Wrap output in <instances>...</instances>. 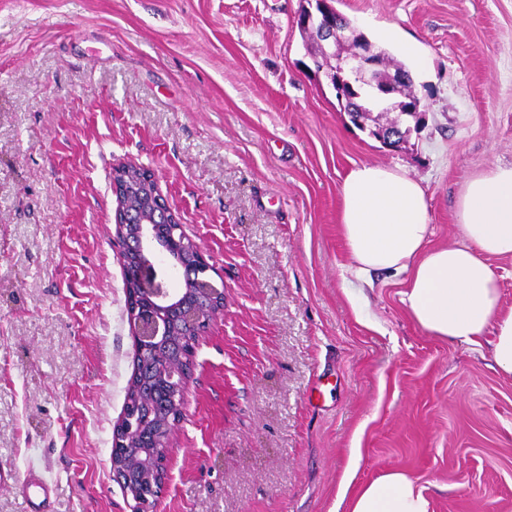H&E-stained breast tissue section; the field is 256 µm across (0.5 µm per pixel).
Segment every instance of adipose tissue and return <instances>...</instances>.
<instances>
[{"mask_svg":"<svg viewBox=\"0 0 512 512\" xmlns=\"http://www.w3.org/2000/svg\"><path fill=\"white\" fill-rule=\"evenodd\" d=\"M341 236L357 283L377 273L407 274L402 293L410 319L424 332L480 344L491 334L497 367L512 376V307H504L490 258H512V164L471 175L455 208L458 239L429 244V205L419 181L375 164L354 166L339 187ZM347 512H431L404 471L391 469L363 485Z\"/></svg>","mask_w":512,"mask_h":512,"instance_id":"adipose-tissue-1","label":"adipose tissue"}]
</instances>
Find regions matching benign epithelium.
<instances>
[{"label":"benign epithelium","instance_id":"obj_1","mask_svg":"<svg viewBox=\"0 0 512 512\" xmlns=\"http://www.w3.org/2000/svg\"><path fill=\"white\" fill-rule=\"evenodd\" d=\"M331 12L330 0H314L300 14L299 24L302 30L317 33L328 49H336L339 42L347 46L346 53L336 55V74L326 75L340 102L349 104L350 112L362 111L363 107L358 105L360 95H349L357 85L366 91L367 103L409 112L421 120L424 109L420 98L396 101V95L407 82L404 73L380 76L384 60L374 45L353 26L338 31L334 22L324 21ZM133 168L144 173V185L151 189L141 205L129 206L124 188L112 181L120 257L128 265V279L141 298L130 319V330L139 354L159 360L157 366H149L143 383L165 388L180 412L192 371L186 357L195 356V341H189L186 347L174 333L180 330L186 336L202 335L224 310L225 293L208 276L211 265L200 245L180 233L181 219L159 189L154 173L136 164H122L112 175ZM159 255L169 258L171 268L181 272L182 288L173 291L167 287L164 274L155 262ZM121 436L136 441L137 451L124 466L112 465L113 477L134 502L132 512H149L168 478L170 427L144 436L136 415L125 414L114 428L113 442H118Z\"/></svg>","mask_w":512,"mask_h":512}]
</instances>
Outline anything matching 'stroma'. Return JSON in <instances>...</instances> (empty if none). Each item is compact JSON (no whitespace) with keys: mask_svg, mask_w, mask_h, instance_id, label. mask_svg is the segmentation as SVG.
<instances>
[{"mask_svg":"<svg viewBox=\"0 0 512 512\" xmlns=\"http://www.w3.org/2000/svg\"><path fill=\"white\" fill-rule=\"evenodd\" d=\"M305 0H0V470L49 512H131L113 429L136 345L112 170L151 169L226 288L200 337L153 512H337L390 468L432 512H512V376L428 335L404 276L348 297L342 177L400 169L431 244L474 172L512 164V0H336L428 68L389 149L306 50Z\"/></svg>","mask_w":512,"mask_h":512,"instance_id":"1","label":"stroma"}]
</instances>
